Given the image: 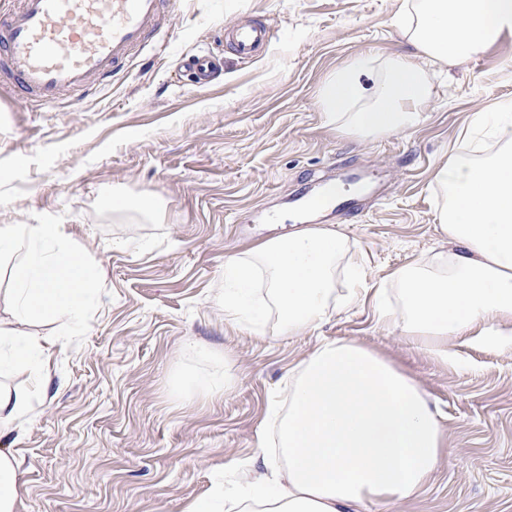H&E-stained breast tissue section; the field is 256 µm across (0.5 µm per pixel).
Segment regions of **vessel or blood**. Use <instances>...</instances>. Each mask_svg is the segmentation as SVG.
Listing matches in <instances>:
<instances>
[{"instance_id": "vessel-or-blood-1", "label": "vessel or blood", "mask_w": 512, "mask_h": 512, "mask_svg": "<svg viewBox=\"0 0 512 512\" xmlns=\"http://www.w3.org/2000/svg\"><path fill=\"white\" fill-rule=\"evenodd\" d=\"M172 0H20L0 15V75L23 100L54 105L62 91L111 80L155 43ZM245 58L269 44V29L249 23L225 32Z\"/></svg>"}]
</instances>
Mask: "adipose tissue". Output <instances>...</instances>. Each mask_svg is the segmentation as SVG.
<instances>
[{"label": "adipose tissue", "instance_id": "1", "mask_svg": "<svg viewBox=\"0 0 512 512\" xmlns=\"http://www.w3.org/2000/svg\"><path fill=\"white\" fill-rule=\"evenodd\" d=\"M399 24L413 56L386 62L374 87L362 81L371 57L339 68L319 106L338 128L386 134L417 125L429 95L424 63H461L512 35V0H403ZM492 140L477 156L473 145ZM448 250L391 277L400 310L373 300L381 321L454 361L448 341L512 346V103L474 113L464 146L432 176ZM363 262L331 224H301L224 263V311L238 314L262 284L279 330L299 336L358 302ZM0 285L13 319L62 327L86 322L103 276L58 224L0 225ZM48 339L0 326V372L20 371L41 387ZM285 468L260 474L249 500L260 512H366L419 496L445 442L441 415L409 375L355 341L326 340L301 362L278 418Z\"/></svg>", "mask_w": 512, "mask_h": 512}]
</instances>
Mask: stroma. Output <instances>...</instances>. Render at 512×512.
Instances as JSON below:
<instances>
[{
    "mask_svg": "<svg viewBox=\"0 0 512 512\" xmlns=\"http://www.w3.org/2000/svg\"><path fill=\"white\" fill-rule=\"evenodd\" d=\"M400 0H177L159 47L110 82L50 107L0 77V225L60 224L104 272L79 329L0 322L52 348L28 419L0 437L12 453L15 512H186L215 484L242 499L252 472L284 466L271 403L288 405L300 362L322 340L356 341L413 377L443 413L445 446L425 491L388 512H512V352L453 341L446 363L387 329L371 301L300 336L275 316L224 312V261L285 233L333 224L363 255L367 285L447 249L431 175L467 116L512 100V36L448 74L429 72L412 129L365 137L329 124L322 84L359 55L414 48ZM267 23L266 50L240 59L224 40ZM215 65L196 85L185 59ZM358 212L304 215L325 184ZM151 194L156 223L113 211L112 195ZM230 377L223 397L183 393L187 377Z\"/></svg>",
    "mask_w": 512,
    "mask_h": 512,
    "instance_id": "35a3bbf8",
    "label": "stroma"
}]
</instances>
